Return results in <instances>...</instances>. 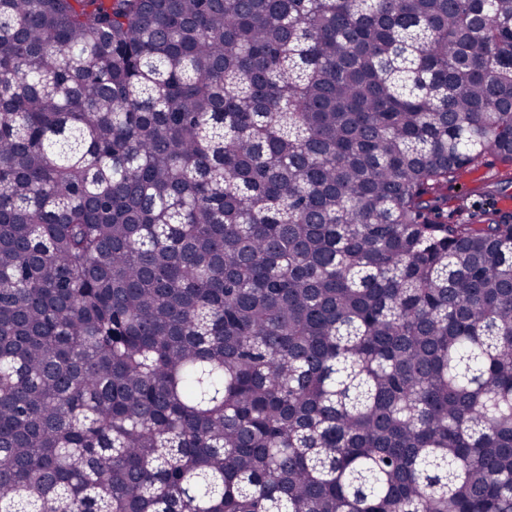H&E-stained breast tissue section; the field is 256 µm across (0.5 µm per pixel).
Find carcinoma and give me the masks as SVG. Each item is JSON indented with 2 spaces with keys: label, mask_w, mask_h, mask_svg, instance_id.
<instances>
[{
  "label": "carcinoma",
  "mask_w": 512,
  "mask_h": 512,
  "mask_svg": "<svg viewBox=\"0 0 512 512\" xmlns=\"http://www.w3.org/2000/svg\"><path fill=\"white\" fill-rule=\"evenodd\" d=\"M512 0H0V512H512ZM511 178L512 164L492 157L463 170L448 184V222L488 224L490 219H506L512 223Z\"/></svg>",
  "instance_id": "1"
}]
</instances>
